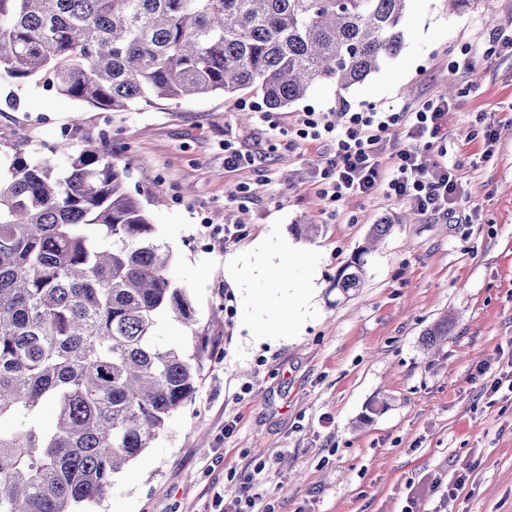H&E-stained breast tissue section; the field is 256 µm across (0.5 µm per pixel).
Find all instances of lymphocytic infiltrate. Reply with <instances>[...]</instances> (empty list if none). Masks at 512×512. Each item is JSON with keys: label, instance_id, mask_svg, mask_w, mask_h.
<instances>
[{"label": "lymphocytic infiltrate", "instance_id": "obj_1", "mask_svg": "<svg viewBox=\"0 0 512 512\" xmlns=\"http://www.w3.org/2000/svg\"><path fill=\"white\" fill-rule=\"evenodd\" d=\"M342 123L325 112L303 113L296 136L331 140L334 153L320 171L319 194L332 203L350 196L396 198L423 215L453 219L461 195L457 168L425 165L424 151L445 140L448 100L441 97L409 109L368 105L343 110Z\"/></svg>", "mask_w": 512, "mask_h": 512}]
</instances>
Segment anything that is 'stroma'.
Segmentation results:
<instances>
[{"label": "stroma", "mask_w": 512, "mask_h": 512, "mask_svg": "<svg viewBox=\"0 0 512 512\" xmlns=\"http://www.w3.org/2000/svg\"><path fill=\"white\" fill-rule=\"evenodd\" d=\"M510 25L512 0L461 14L410 0L400 54L348 90L324 83L277 112L244 89L113 112L103 130L100 112L39 80L0 79V132L26 153L64 139L77 149L99 131L118 148L195 311L194 328L163 322L160 341L186 350L195 331L213 346L192 399L87 512H224L250 474L254 512H512V56L490 50L493 29ZM465 50L472 69L449 68ZM450 87L448 141L425 157L458 163L460 223L380 195L329 204L314 170L333 145L278 146L301 113L418 108ZM228 146L254 165L225 168ZM314 210L317 232L300 235ZM380 222L393 229L366 255L360 287L339 292L337 270ZM291 254L315 259L290 267L277 293L300 316L257 335L254 299L270 281L255 267ZM445 316L447 340L427 346Z\"/></svg>", "instance_id": "obj_1"}]
</instances>
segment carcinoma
Returning a JSON list of instances; mask_svg holds the SVG:
<instances>
[{
	"instance_id": "obj_1",
	"label": "carcinoma",
	"mask_w": 512,
	"mask_h": 512,
	"mask_svg": "<svg viewBox=\"0 0 512 512\" xmlns=\"http://www.w3.org/2000/svg\"><path fill=\"white\" fill-rule=\"evenodd\" d=\"M408 0H0V77L99 112L244 88L277 112L321 83L347 90L405 46ZM12 156L0 181V512H74L194 394L192 351L156 341L161 318L195 323L112 142ZM356 254L336 274L365 276Z\"/></svg>"
}]
</instances>
